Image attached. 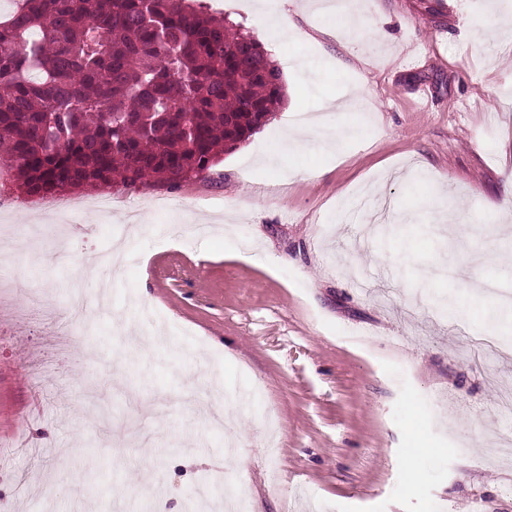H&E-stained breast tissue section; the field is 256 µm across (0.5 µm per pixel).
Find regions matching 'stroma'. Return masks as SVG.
<instances>
[{
  "label": "stroma",
  "instance_id": "stroma-1",
  "mask_svg": "<svg viewBox=\"0 0 512 512\" xmlns=\"http://www.w3.org/2000/svg\"><path fill=\"white\" fill-rule=\"evenodd\" d=\"M320 3L212 0L280 66L285 107L206 178L58 215L41 241L46 301L92 298L70 354L38 325L0 344V441H26L0 460L12 512H225L241 488L246 512H512V330L509 353L465 352L490 285L512 290V28L484 38L489 0H356L381 33L351 43ZM356 86L364 110L335 118ZM298 109L358 133L272 163ZM0 202V250L27 253L17 212L48 197L2 180ZM410 213L407 257L391 227ZM117 244L104 303L77 260ZM37 350L55 363L38 384Z\"/></svg>",
  "mask_w": 512,
  "mask_h": 512
}]
</instances>
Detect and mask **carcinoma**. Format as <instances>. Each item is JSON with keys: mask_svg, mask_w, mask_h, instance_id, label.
<instances>
[{"mask_svg": "<svg viewBox=\"0 0 512 512\" xmlns=\"http://www.w3.org/2000/svg\"><path fill=\"white\" fill-rule=\"evenodd\" d=\"M285 102L262 43L204 0H16L0 19V163L21 194L177 189Z\"/></svg>", "mask_w": 512, "mask_h": 512, "instance_id": "cac0c4a2", "label": "carcinoma"}]
</instances>
